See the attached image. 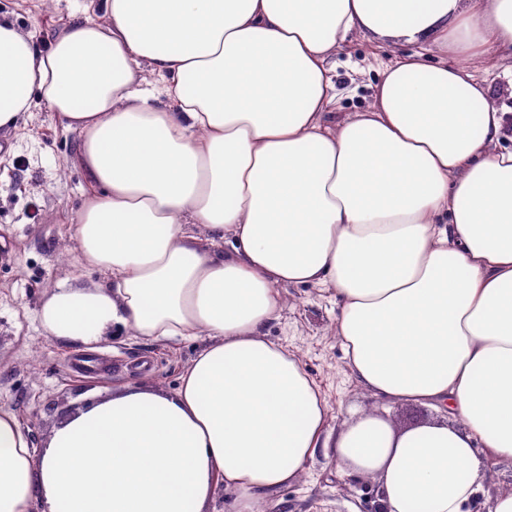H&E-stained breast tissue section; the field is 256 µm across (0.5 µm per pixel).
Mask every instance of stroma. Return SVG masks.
<instances>
[{"label":"stroma","instance_id":"obj_1","mask_svg":"<svg viewBox=\"0 0 512 512\" xmlns=\"http://www.w3.org/2000/svg\"><path fill=\"white\" fill-rule=\"evenodd\" d=\"M83 9L94 20L104 18V0H0V19L14 22L42 52ZM400 53L362 37L345 41L332 72L337 119L367 107L380 69ZM78 143V133L42 102L16 129L0 134V403L15 410L39 449L57 425L112 385L139 381L174 391L200 347L192 339L157 344L123 333L101 344L100 370L79 372L70 363L75 349L42 332L43 293L74 276L93 279L74 265V223L88 190L74 162ZM280 295L281 317L267 335L288 345L319 384L329 407L327 435L365 413L397 427L444 418L436 407L389 402L357 387L334 332L339 297L312 286L284 287ZM331 454L319 449L302 478L270 497L263 512H378L376 483L342 475Z\"/></svg>","mask_w":512,"mask_h":512}]
</instances>
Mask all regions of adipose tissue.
I'll return each mask as SVG.
<instances>
[{
  "instance_id": "ef3b65f1",
  "label": "adipose tissue",
  "mask_w": 512,
  "mask_h": 512,
  "mask_svg": "<svg viewBox=\"0 0 512 512\" xmlns=\"http://www.w3.org/2000/svg\"><path fill=\"white\" fill-rule=\"evenodd\" d=\"M35 52L0 21V130L43 101L79 133L80 267L39 301L52 340L115 330L202 346L176 391L128 383L44 448L0 403V512H237L300 479L318 449L374 480L382 512H465L487 461L512 465V148L469 70L512 60V0H105ZM434 43L337 119L347 35ZM156 79L159 92L147 90ZM343 300L356 385L450 417L366 414L328 440V404L269 340L284 286Z\"/></svg>"
}]
</instances>
